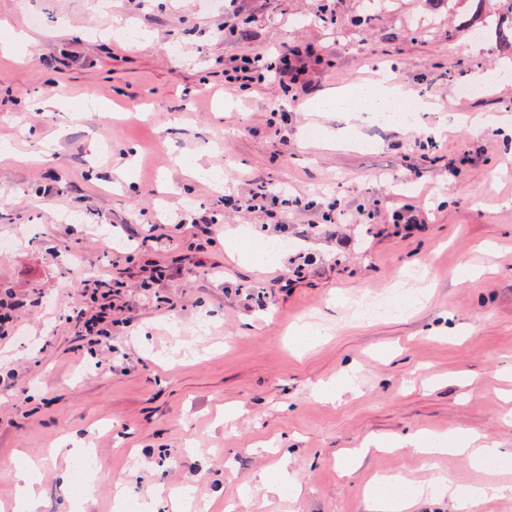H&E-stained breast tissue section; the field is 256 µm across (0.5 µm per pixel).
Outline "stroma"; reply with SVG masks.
<instances>
[{
	"label": "stroma",
	"mask_w": 512,
	"mask_h": 512,
	"mask_svg": "<svg viewBox=\"0 0 512 512\" xmlns=\"http://www.w3.org/2000/svg\"><path fill=\"white\" fill-rule=\"evenodd\" d=\"M330 7L325 22L320 0H0V39L28 36L0 53V139L16 150L0 162V235L13 240L0 292L26 302L0 338V512H16L14 475L31 460L38 512H120L118 484L163 499L157 512L188 494L210 512H371L368 488L392 474L410 512H456L445 473L462 486L495 476L507 493L470 512H512V460L479 470L398 447L342 468L371 438L416 432L512 452V80L489 79L512 54L473 38L474 0ZM282 46L301 54L297 87H225V60ZM388 74L431 104L420 119L440 136L318 111ZM461 86L474 95L448 105ZM198 158L223 192L192 176ZM254 180L310 205L261 268L226 242L266 239L278 221L225 206ZM333 204L335 237L307 231ZM403 208L417 225L392 223ZM212 214L200 267L192 221ZM299 254L313 258L303 277L275 287ZM148 261L167 277L145 291ZM98 273L124 281L131 325L92 354L67 317ZM367 296L392 313L359 316ZM304 323L318 333L301 341ZM349 368L357 391L318 395ZM70 437L96 452L87 499L57 452ZM283 467L298 494L247 495Z\"/></svg>",
	"instance_id": "stroma-1"
}]
</instances>
